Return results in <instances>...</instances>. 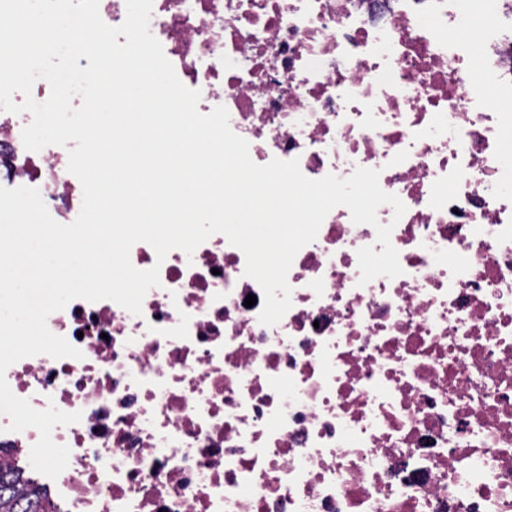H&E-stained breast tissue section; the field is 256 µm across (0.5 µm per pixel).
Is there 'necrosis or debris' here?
Returning <instances> with one entry per match:
<instances>
[{
  "instance_id": "4bbe7bcc",
  "label": "necrosis or debris",
  "mask_w": 512,
  "mask_h": 512,
  "mask_svg": "<svg viewBox=\"0 0 512 512\" xmlns=\"http://www.w3.org/2000/svg\"><path fill=\"white\" fill-rule=\"evenodd\" d=\"M505 0H153L150 30L198 109L225 106L260 164L310 179L379 170L406 206L402 275L360 284L374 227L338 206L259 321L245 257L222 234L157 262L135 315L72 300L47 319L81 358L5 372L70 450L57 512H512V15ZM483 26L472 30L473 16ZM0 111V186L82 205L68 149L24 148ZM21 465L36 428L9 431Z\"/></svg>"
}]
</instances>
